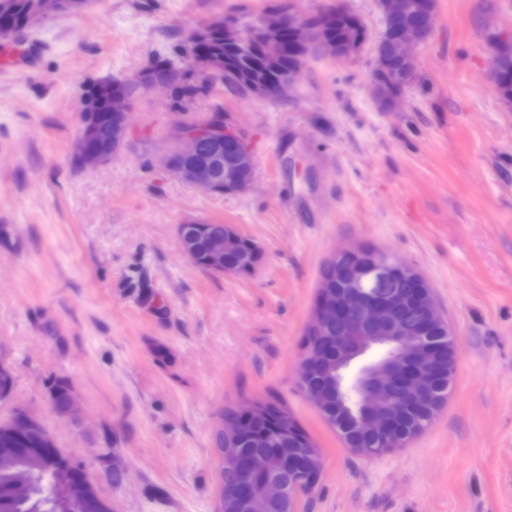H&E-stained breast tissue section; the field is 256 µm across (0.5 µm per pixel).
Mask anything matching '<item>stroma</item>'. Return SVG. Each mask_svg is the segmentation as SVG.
I'll return each instance as SVG.
<instances>
[{"label":"stroma","mask_w":512,"mask_h":512,"mask_svg":"<svg viewBox=\"0 0 512 512\" xmlns=\"http://www.w3.org/2000/svg\"><path fill=\"white\" fill-rule=\"evenodd\" d=\"M342 2L377 39L376 0ZM272 0H90L28 29L0 67V365L14 407L39 416L111 512H214L224 411L284 404L321 450L299 512H512V101L492 75L512 44V0H436L398 111L371 96L373 48L310 57L277 100L199 97L243 130L250 189L209 193L162 155L177 114L138 92L124 149L87 169L72 153L86 81L123 78L198 25L254 18ZM232 225L262 258L218 275L185 256L178 227ZM364 245L413 265L457 345L448 401L408 447L348 448L298 386L321 268ZM76 414L60 416L54 383ZM117 469L120 482L108 474Z\"/></svg>","instance_id":"stroma-1"}]
</instances>
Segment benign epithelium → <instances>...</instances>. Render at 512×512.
<instances>
[{
  "mask_svg": "<svg viewBox=\"0 0 512 512\" xmlns=\"http://www.w3.org/2000/svg\"><path fill=\"white\" fill-rule=\"evenodd\" d=\"M88 3L89 0H34V5L22 10L10 4V0H0V38H15L35 21L48 20L65 12H79ZM377 4L384 20H396L404 11L402 0H377ZM345 14L347 9L338 2L331 11L325 9L308 14L290 5L252 20L237 15L224 16V47L246 48L251 40L262 46L263 51L255 59L254 67L271 72L275 77L259 82L242 76L230 60L205 53L203 43L209 33L208 23L185 37L180 44V54L206 78L222 74L225 82H244L250 94L271 99L293 86L312 52L322 51L328 57L340 60L350 58L364 48L365 42L361 40L344 45L326 39L327 29ZM434 19L435 0H427L420 21L404 22L390 42L385 35L378 36L371 86L373 95L383 106L393 104L402 83L403 72L393 71V60H398L406 68H413L412 50L427 40ZM121 83L144 90L166 86L151 69L125 77ZM82 101L81 128L73 159L80 167L108 162L124 147L131 121V98L116 88L114 79L105 77L88 84ZM174 125L181 147L167 157V167L175 176L213 192L217 184V170L222 167L224 192L242 193L248 189L254 161L242 143V131L231 121L224 122L222 134L191 129L180 119L175 120ZM203 139L215 143L213 157L189 166L182 164L183 160L197 153ZM351 252L367 259L368 263L347 266L342 270L345 287L336 304L319 303L310 326L322 328L334 318L345 322L347 330L359 336L350 346L344 345L346 337H336L339 370L349 367L374 345H389L382 364L353 387L358 406L357 421L364 427L386 433L392 425L389 416L398 414L403 402L414 403L428 393L427 369L438 360V353L423 345L419 327L407 317L406 311L415 308L428 324H440L443 319L431 295L422 290L417 291L411 300L399 293L379 299L366 289L367 281L376 288L394 275H413L417 270L392 260L384 252L359 247L344 248L332 259L339 264ZM223 254L224 242H214L209 264L215 274L231 273L222 265ZM14 411L15 414L7 420L13 435H24L41 425L40 418L32 411L23 407H16ZM50 457L51 454L44 452L43 448L26 449L23 457L13 462L15 482L24 486L29 473ZM219 461L220 465L234 472L236 486L230 494L224 493L216 501L215 512H269L272 503L289 500L295 493L303 494L299 487L290 489L281 468L266 455L253 454L243 459L221 455Z\"/></svg>",
  "mask_w": 512,
  "mask_h": 512,
  "instance_id": "7a95c632",
  "label": "benign epithelium"
}]
</instances>
